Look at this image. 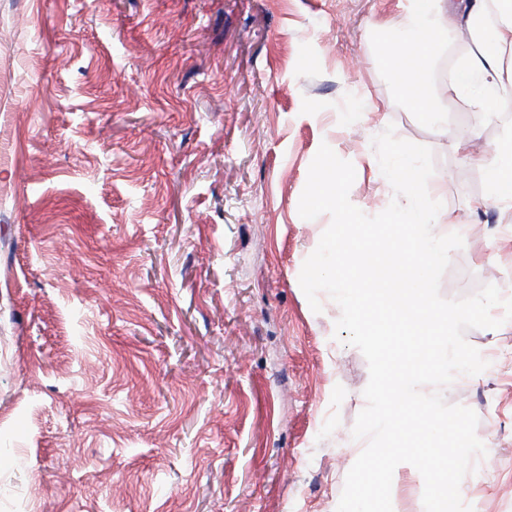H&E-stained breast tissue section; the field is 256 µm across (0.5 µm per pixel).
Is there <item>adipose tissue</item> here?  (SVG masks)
<instances>
[{
    "mask_svg": "<svg viewBox=\"0 0 512 512\" xmlns=\"http://www.w3.org/2000/svg\"><path fill=\"white\" fill-rule=\"evenodd\" d=\"M407 27L412 35L392 46L387 63L396 83L421 112L436 114L435 87L419 89V76H433L437 52L448 35L465 30L471 47L456 80L445 90L450 98L470 101L485 91L512 90V67H504V53H512V0H413ZM475 163L490 184V198H477L473 209L495 201L512 211V149L488 150Z\"/></svg>",
    "mask_w": 512,
    "mask_h": 512,
    "instance_id": "obj_1",
    "label": "adipose tissue"
}]
</instances>
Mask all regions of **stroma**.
Masks as SVG:
<instances>
[{"label":"stroma","instance_id":"1","mask_svg":"<svg viewBox=\"0 0 512 512\" xmlns=\"http://www.w3.org/2000/svg\"><path fill=\"white\" fill-rule=\"evenodd\" d=\"M405 0H0V512H336L369 368L299 284L331 222L299 200L320 146L349 199L391 203L387 127L429 147L464 240L440 293L512 282V223L456 178L511 112L439 93L431 120L385 57ZM454 380L484 468L473 512L512 503V321ZM492 411L494 423L483 419ZM393 512H424L400 464Z\"/></svg>","mask_w":512,"mask_h":512}]
</instances>
